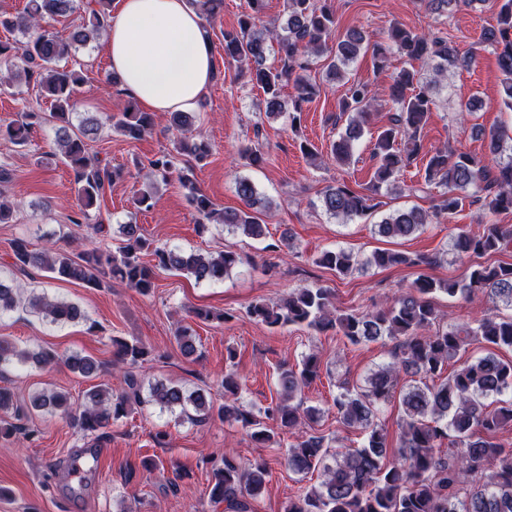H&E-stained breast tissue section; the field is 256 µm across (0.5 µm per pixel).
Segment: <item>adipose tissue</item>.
Masks as SVG:
<instances>
[{
	"label": "adipose tissue",
	"mask_w": 512,
	"mask_h": 512,
	"mask_svg": "<svg viewBox=\"0 0 512 512\" xmlns=\"http://www.w3.org/2000/svg\"><path fill=\"white\" fill-rule=\"evenodd\" d=\"M104 51L126 96L146 112L192 110L211 83V45L187 0H119Z\"/></svg>",
	"instance_id": "ef3b65f1"
}]
</instances>
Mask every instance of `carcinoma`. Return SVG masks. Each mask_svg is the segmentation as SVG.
Here are the masks:
<instances>
[{
	"label": "carcinoma",
	"mask_w": 512,
	"mask_h": 512,
	"mask_svg": "<svg viewBox=\"0 0 512 512\" xmlns=\"http://www.w3.org/2000/svg\"><path fill=\"white\" fill-rule=\"evenodd\" d=\"M98 2L100 9L73 26L68 43L59 41L46 24L74 15L77 0H28L22 14L0 13V28L10 33L17 31L24 37L22 41H0V62L10 72L9 77L0 79V86L32 82L39 88V96L50 104L49 116L32 109L23 113L21 120L6 126L4 135L16 145H24L35 127L52 123L56 134V152L52 156L60 158L72 171L80 200L78 212L70 217L77 226L89 223L90 210L122 176L121 170L101 163L90 152V143L96 141L101 128L99 119L89 116L74 123V95L84 78L82 70L61 64L70 55L71 47H84L106 31L112 0ZM190 4L208 29L221 13L224 0H190ZM285 4L286 23L276 28L263 24L265 0H247L238 29L224 32V60L237 64L239 76L262 89L266 116L288 115L289 128L295 133L302 129L306 106L317 94L316 84L305 75L311 59H324L327 75L341 80L345 67L363 51H371L377 70L384 69L392 48L405 58L404 67L395 73L390 85L389 125L373 144L375 171L371 190L376 193L384 188L399 195H415L438 189L440 193L437 203L429 209L412 206L393 211L374 225L378 236L407 238L435 220L453 218L470 188L474 190L470 203L480 204L486 213L512 211V156L502 160L503 152L512 150V132L503 127L486 131L472 126L486 141L485 156L478 158L440 148L429 155L421 183L398 185V176L416 164L424 150L421 132L436 106V85L447 77L448 69L467 67L472 57L459 56L448 45V39L436 32L407 29L398 23L388 30V45L366 42L357 29L347 30L337 40L336 17L322 0H285ZM486 40L495 46L503 75V104L512 111V0H498L497 28L487 33ZM274 48L280 55L278 67L267 64ZM430 64L433 77L427 78L422 67ZM287 83L293 84L295 94L286 101L281 91ZM374 103L369 84L346 83L336 115V121L346 120L345 129L329 146L336 163L350 164L354 143L361 137ZM195 123L193 112L170 113L174 147L149 161L150 175L163 181L177 175L198 216L199 232L207 231L212 224H222L247 238H264L266 225L261 215L268 205L261 203L251 179L235 181L236 193L243 203L241 209L217 207L196 186L194 168L209 156L210 146L193 134ZM153 125V113L144 112L131 102L112 117L113 130L130 141L141 139ZM261 136L257 123L254 139L240 148V155L249 166L260 167L266 162ZM154 198L155 186L151 182L134 197L133 204L138 210H149ZM370 201L371 196L345 184L328 185L321 194L323 210L333 217L364 215L374 208ZM120 233L123 242L113 252L92 242L77 252L51 243L35 249L27 238L16 237L9 243L12 267L44 271L54 279L85 288H108L118 280L148 295L155 288L158 269L185 273L198 283H209L224 279L239 263L238 255L231 251L213 253L156 246L137 224L120 225ZM511 242L512 224L488 221L480 232H459L453 239V251L473 259L461 278L445 280L421 275L389 306L376 311L338 314L330 289L320 286H301L274 305L256 302L249 307V315L269 327L305 326L316 332L334 329L354 345L385 338L397 341L391 361L372 371L364 387L344 386L334 399L339 422L364 432L359 447L334 451L333 439L316 434L303 435L287 445L281 466L295 474L319 471L323 479L289 498L285 512H512V444L496 440L498 430L512 422V398H502L505 393H512V360L496 354L499 349L512 350V314L487 313L471 324L431 331L437 322L432 305L436 294L464 300L481 294L512 307V263L480 261ZM147 252L155 257L156 264L142 261V254ZM438 261V256L412 257L377 249L362 264L344 248L327 250L317 259V263L339 275H347L364 264L386 268L431 266ZM14 311L36 314L56 325L86 319L78 305L65 299L54 300L36 291L21 295L14 279L0 270V314ZM175 339L184 356L196 354L195 336L190 331L177 330ZM472 344L484 348L485 354L468 358L443 375L448 362ZM112 346L116 361L128 366L124 375L126 388L121 395L110 396L108 388L100 384L89 388L84 402L76 406L67 393L41 389L30 396V407L65 417L83 435H105L112 425L145 403L171 412H184L190 405L195 412L190 417L192 422L206 424L217 418L239 423L250 431L253 441L261 444L275 437L267 422L275 423L286 434L299 426L302 417L313 419L320 413L314 406L302 411L300 405L292 404L319 377L321 360L316 353L304 356L295 368L278 369V397L256 415L240 404L241 384L232 372L224 375V403L219 406L203 393L188 394L182 387L162 381L149 384L148 397L144 399L142 384L133 369L152 361L153 350L136 339L118 337L112 338ZM58 361V356L49 350L22 348L0 336V375L17 364L44 368ZM67 365L85 378H92L99 371L97 361L79 354L71 355ZM402 374L438 378L440 382L410 386L399 393L403 417L397 444L392 447L376 415L379 406L397 394ZM19 420L21 411L14 391L0 386V433L33 437L17 424ZM212 474L211 499L227 503L235 512H250L251 501L261 495L266 485L270 466L262 462L243 469L226 455L221 463L212 465Z\"/></svg>",
	"instance_id": "cac0c4a2"
}]
</instances>
